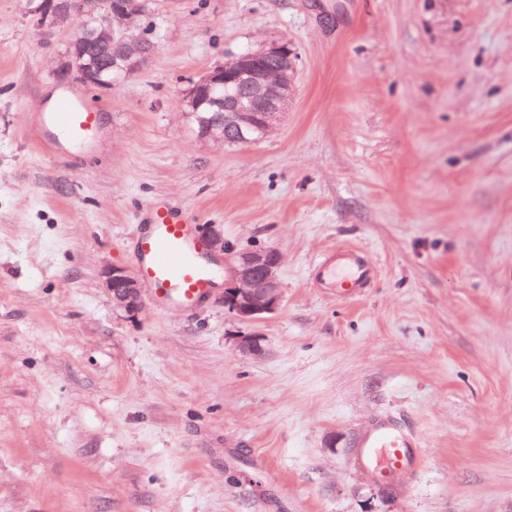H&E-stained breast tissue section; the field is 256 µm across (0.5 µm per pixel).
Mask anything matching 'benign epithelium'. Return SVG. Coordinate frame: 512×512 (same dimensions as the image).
I'll return each mask as SVG.
<instances>
[{"label": "benign epithelium", "mask_w": 512, "mask_h": 512, "mask_svg": "<svg viewBox=\"0 0 512 512\" xmlns=\"http://www.w3.org/2000/svg\"><path fill=\"white\" fill-rule=\"evenodd\" d=\"M42 12L44 19L53 24L72 16L86 20L83 29L90 30V35H78L69 43L60 72L74 73L94 88L110 89L115 84L105 77L103 65L92 63V59H100V51H118L126 60L127 75L143 65L156 48V43L141 35L114 28L116 23L133 26L140 18L128 5L115 7L112 0H44ZM297 61V52L289 43L273 42L233 54L191 81L182 92L189 115L196 114L204 94L224 110L222 120L200 127L199 137L223 143L224 132L232 130L238 144L249 145L270 135L288 111ZM280 264V255L274 250H255L234 258L230 278L224 284V306L239 321L251 323L279 308ZM102 278L113 304L128 313L139 311L144 291L136 276L112 266L104 269ZM237 346L246 355L262 356L266 339L259 333H249L237 337Z\"/></svg>", "instance_id": "7a95c632"}]
</instances>
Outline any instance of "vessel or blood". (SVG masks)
I'll list each match as a JSON object with an SVG mask.
<instances>
[{"label":"vessel or blood","instance_id":"vessel-or-blood-1","mask_svg":"<svg viewBox=\"0 0 512 512\" xmlns=\"http://www.w3.org/2000/svg\"><path fill=\"white\" fill-rule=\"evenodd\" d=\"M97 125V115L72 99L56 101L44 117L46 135L61 134L87 143ZM139 270L152 302L191 309L213 286V263L204 254L203 238L193 220L158 208L148 227L136 237ZM344 262L325 268L331 287L348 295L361 294L373 276L367 253L358 248L343 251ZM356 461L373 470L384 484L412 475L420 464L423 443L401 419L382 413L355 440Z\"/></svg>","mask_w":512,"mask_h":512}]
</instances>
